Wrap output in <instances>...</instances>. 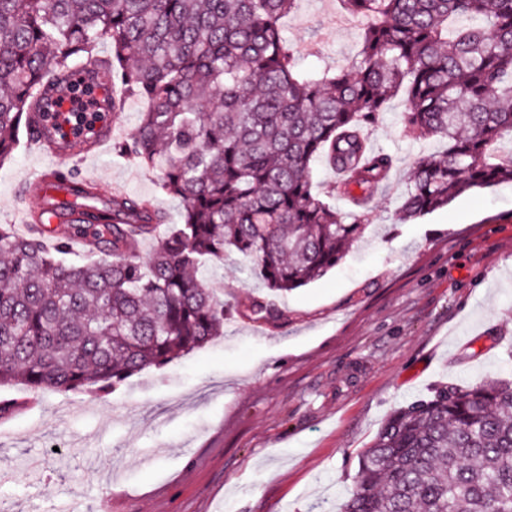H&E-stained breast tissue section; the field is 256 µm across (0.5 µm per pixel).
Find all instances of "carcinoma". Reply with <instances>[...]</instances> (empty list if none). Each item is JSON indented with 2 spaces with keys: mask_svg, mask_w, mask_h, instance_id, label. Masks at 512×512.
Masks as SVG:
<instances>
[{
  "mask_svg": "<svg viewBox=\"0 0 512 512\" xmlns=\"http://www.w3.org/2000/svg\"><path fill=\"white\" fill-rule=\"evenodd\" d=\"M295 2L0 0V165L44 88L74 66L105 68L149 102L116 153L156 171L181 205L145 258L137 240L166 217L126 195L48 227L53 254L0 228V385L114 390L223 335L224 301L201 268L229 252L274 296L322 278L363 237L390 178L369 131L402 91L404 128L445 149L413 163L397 223L512 183V153L493 154L512 140V0H342L368 19L360 58L318 77L297 70L282 33ZM318 162L337 176L324 193ZM74 237L99 256L66 261ZM234 312L286 319L260 296ZM340 512H512V380L441 386L394 409L360 451Z\"/></svg>",
  "mask_w": 512,
  "mask_h": 512,
  "instance_id": "cac0c4a2",
  "label": "carcinoma"
}]
</instances>
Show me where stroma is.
<instances>
[{"label":"stroma","mask_w":512,"mask_h":512,"mask_svg":"<svg viewBox=\"0 0 512 512\" xmlns=\"http://www.w3.org/2000/svg\"><path fill=\"white\" fill-rule=\"evenodd\" d=\"M339 0H297L283 35L305 74L355 61L365 21ZM393 98L370 132L393 159L372 223L321 279L278 297L277 326L228 316L224 334L108 393L0 387V512H339L358 453L395 408L439 386L512 379V184L476 188L409 224L393 220L406 173L437 138L415 140ZM55 159L21 135L0 166V225L15 234L26 178ZM104 191L177 215L155 172L113 148L76 163ZM225 307L265 294L237 254L207 271ZM153 458H146V451ZM45 472L34 481L31 467Z\"/></svg>","instance_id":"stroma-1"}]
</instances>
